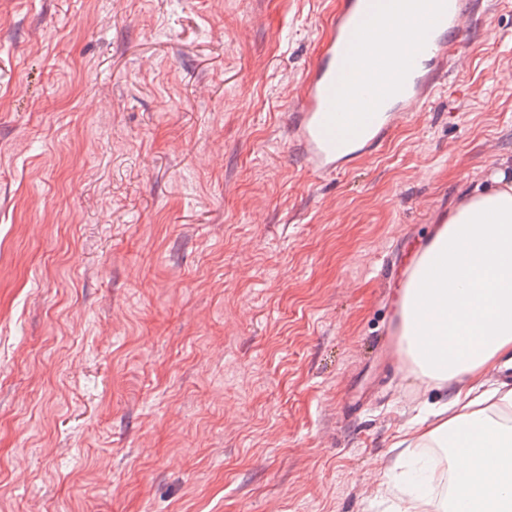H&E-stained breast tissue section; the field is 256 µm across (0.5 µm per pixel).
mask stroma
I'll return each instance as SVG.
<instances>
[{
  "label": "stroma",
  "instance_id": "obj_1",
  "mask_svg": "<svg viewBox=\"0 0 512 512\" xmlns=\"http://www.w3.org/2000/svg\"><path fill=\"white\" fill-rule=\"evenodd\" d=\"M333 0H0V512H391L429 217L512 162V0L370 156L290 105Z\"/></svg>",
  "mask_w": 512,
  "mask_h": 512
}]
</instances>
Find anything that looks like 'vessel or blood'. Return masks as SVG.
<instances>
[{
    "label": "vessel or blood",
    "instance_id": "vessel-or-blood-1",
    "mask_svg": "<svg viewBox=\"0 0 512 512\" xmlns=\"http://www.w3.org/2000/svg\"><path fill=\"white\" fill-rule=\"evenodd\" d=\"M415 2L420 24L410 53L398 54V14ZM485 0H340L302 79L288 137L309 171L341 172L371 153L447 79L467 22ZM385 30L372 43L370 21Z\"/></svg>",
    "mask_w": 512,
    "mask_h": 512
}]
</instances>
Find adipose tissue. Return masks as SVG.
I'll return each mask as SVG.
<instances>
[{
    "mask_svg": "<svg viewBox=\"0 0 512 512\" xmlns=\"http://www.w3.org/2000/svg\"><path fill=\"white\" fill-rule=\"evenodd\" d=\"M400 336L415 374L442 395L398 438L390 468L404 486L394 512H512V384L483 387L512 367V182L495 174L435 225L398 291ZM448 451L449 490L428 467L416 484L411 449Z\"/></svg>",
    "mask_w": 512,
    "mask_h": 512,
    "instance_id": "ef3b65f1",
    "label": "adipose tissue"
}]
</instances>
